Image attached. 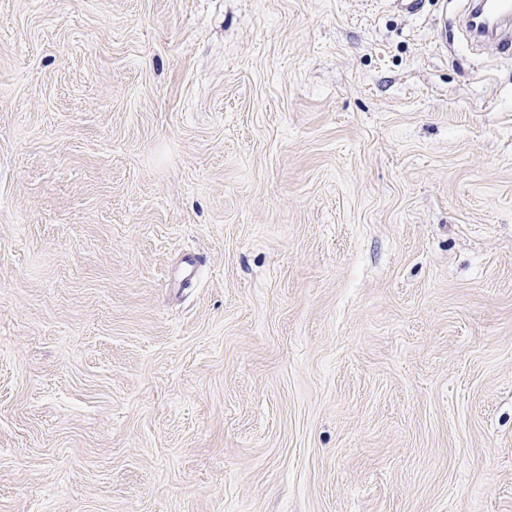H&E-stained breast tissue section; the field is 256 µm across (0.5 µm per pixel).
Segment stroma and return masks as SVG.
Instances as JSON below:
<instances>
[{
	"mask_svg": "<svg viewBox=\"0 0 512 512\" xmlns=\"http://www.w3.org/2000/svg\"><path fill=\"white\" fill-rule=\"evenodd\" d=\"M467 3L0 0V512H512Z\"/></svg>",
	"mask_w": 512,
	"mask_h": 512,
	"instance_id": "obj_1",
	"label": "stroma"
}]
</instances>
